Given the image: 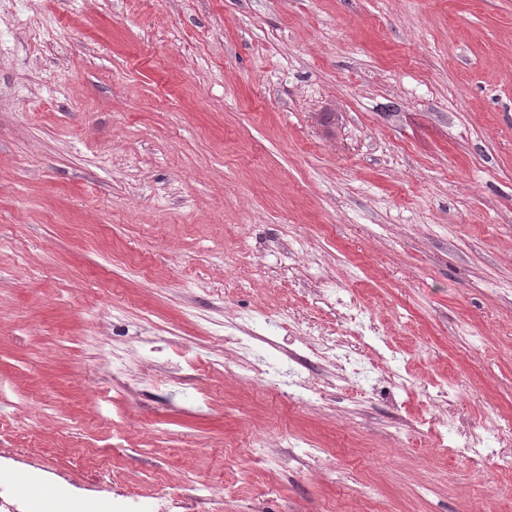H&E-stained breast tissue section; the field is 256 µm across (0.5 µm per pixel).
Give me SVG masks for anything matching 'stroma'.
I'll use <instances>...</instances> for the list:
<instances>
[{"label":"stroma","instance_id":"35a3bbf8","mask_svg":"<svg viewBox=\"0 0 512 512\" xmlns=\"http://www.w3.org/2000/svg\"><path fill=\"white\" fill-rule=\"evenodd\" d=\"M327 279L410 392L244 376L224 336L358 345ZM448 417L512 423V0H0L18 512H512ZM372 350L378 360L387 363L386 378L396 389L407 392L411 388L410 380L401 373V368L396 364L397 352L380 337L372 338ZM288 388L289 399H305L309 398L312 392L317 390V384L312 382L310 378L299 373L296 367L289 369V379L286 382Z\"/></svg>","mask_w":512,"mask_h":512}]
</instances>
